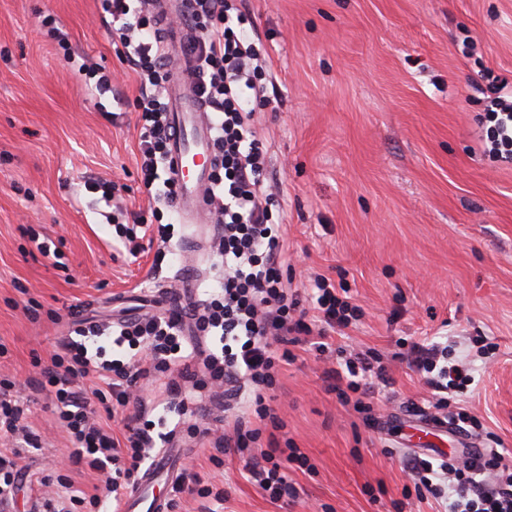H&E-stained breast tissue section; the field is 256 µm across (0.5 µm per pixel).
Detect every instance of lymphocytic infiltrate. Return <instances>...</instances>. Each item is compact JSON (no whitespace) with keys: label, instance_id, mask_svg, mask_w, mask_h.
<instances>
[{"label":"lymphocytic infiltrate","instance_id":"f902f5d3","mask_svg":"<svg viewBox=\"0 0 512 512\" xmlns=\"http://www.w3.org/2000/svg\"><path fill=\"white\" fill-rule=\"evenodd\" d=\"M112 22L120 55L138 83L134 98L139 128L140 192L148 213L115 205V184L87 180L88 192L112 206L115 243L149 235L157 256L173 252L174 226L164 222L176 196L167 169L171 127L166 116L170 82L158 45L156 17L141 0H99ZM175 25L190 30L186 51L194 62L195 91L214 124L213 167L205 190L215 216L214 253L217 284L205 298L156 313L131 316L102 325L90 319L72 321L48 365L29 379L31 389L46 394L54 422L69 438L68 476L44 479L53 494L35 503L36 512H116L122 496L151 459L157 446L175 440L203 443L209 429L191 425L160 430L148 419L135 393L139 378L163 381L167 413L181 418L221 404L224 432L213 442L222 455L239 457L250 481L272 502L296 498L287 463H306L297 448L255 451L264 427L281 430L283 421L266 399L276 382L280 361L291 360L290 348L309 328L298 316L299 301L288 291L283 272L292 257L286 230L274 223L278 195L266 178L267 147L256 129L258 110L271 103L266 79L267 53L255 31L247 0H187ZM490 127L484 149L512 163V86L492 88ZM316 318L332 329L347 328L357 307L338 297L325 279L315 281ZM431 391L429 404L449 423H467L466 413H449V395L470 380L463 365L449 362L447 350L415 342L406 354ZM325 378L343 402L352 403L366 425L379 419L369 400L374 382L388 383L379 356L359 352L344 364L325 369ZM28 399L15 382L0 378V437L15 447L0 448V512L14 505L21 473L19 445L37 448L41 437L23 418ZM121 417L125 432L116 435L96 420V412ZM89 470L106 474L105 495L87 494L70 477ZM418 488L447 498L448 512H512V460L496 450L469 451L463 466L440 459L410 463Z\"/></svg>","mask_w":512,"mask_h":512}]
</instances>
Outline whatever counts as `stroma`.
Masks as SVG:
<instances>
[{
	"label": "stroma",
	"mask_w": 512,
	"mask_h": 512,
	"mask_svg": "<svg viewBox=\"0 0 512 512\" xmlns=\"http://www.w3.org/2000/svg\"><path fill=\"white\" fill-rule=\"evenodd\" d=\"M270 57L277 103L259 112L293 252V288L324 275L361 309L333 346L375 349L393 379L366 426L329 392L309 344L281 364L271 403L279 441L312 465H289L300 491L271 503L206 447L182 465L229 498L217 512H445L417 499L406 462L499 445L512 453V164L480 149L488 78L512 83V0H250ZM100 65L112 91L93 93L75 63ZM136 78L98 0H0V371L23 381L33 355L49 359L72 306L111 321L154 310L178 269L152 250L112 245L106 206L85 190L100 176L139 191ZM63 253L52 267L37 242ZM449 341L473 381L465 408L481 423L435 430L417 405L426 388L405 341ZM36 400L27 421L42 448L25 449L18 512L42 496L68 438Z\"/></svg>",
	"instance_id": "1"
}]
</instances>
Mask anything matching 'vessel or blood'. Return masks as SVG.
Here are the masks:
<instances>
[{
  "label": "vessel or blood",
  "instance_id": "b4317fda",
  "mask_svg": "<svg viewBox=\"0 0 512 512\" xmlns=\"http://www.w3.org/2000/svg\"><path fill=\"white\" fill-rule=\"evenodd\" d=\"M165 48L176 61L173 90L167 109L172 128L167 168L178 183L175 214L179 222L195 223L209 209L205 188L209 183L208 159L213 141V125L203 105L193 92V62L184 51L183 31L162 28ZM178 451L160 450L138 476L134 487L121 503L120 512H167L165 499L152 490L162 480H174Z\"/></svg>",
  "mask_w": 512,
  "mask_h": 512
}]
</instances>
